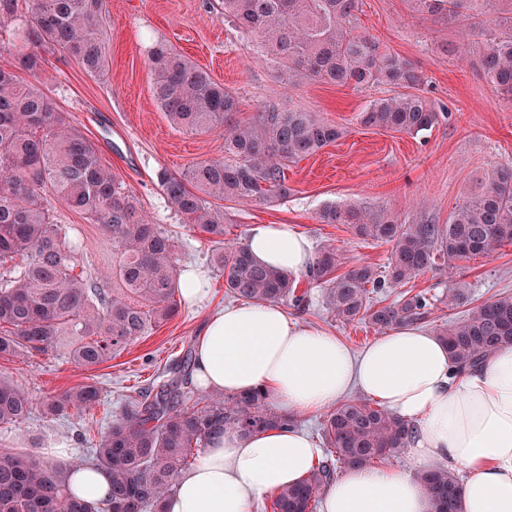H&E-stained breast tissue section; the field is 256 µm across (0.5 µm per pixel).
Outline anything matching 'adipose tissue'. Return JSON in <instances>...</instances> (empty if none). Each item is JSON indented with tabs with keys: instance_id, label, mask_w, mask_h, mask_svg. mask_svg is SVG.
<instances>
[{
	"instance_id": "ef3b65f1",
	"label": "adipose tissue",
	"mask_w": 512,
	"mask_h": 512,
	"mask_svg": "<svg viewBox=\"0 0 512 512\" xmlns=\"http://www.w3.org/2000/svg\"><path fill=\"white\" fill-rule=\"evenodd\" d=\"M245 245L259 264L297 275L314 262L309 240L285 224L252 227ZM194 384L236 395L263 391L283 409L310 414L351 393L374 398L414 426L418 469L463 472L459 512H512V347L457 375L447 346L415 325L389 331L360 353L305 326L275 303L228 306L209 315L195 341ZM323 454L297 427L249 437L214 434L180 472L164 512H253L256 501L299 481ZM109 473L80 462L70 489L98 501ZM321 512H432L415 471L351 468L322 495Z\"/></svg>"
}]
</instances>
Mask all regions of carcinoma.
I'll return each instance as SVG.
<instances>
[{"instance_id": "cac0c4a2", "label": "carcinoma", "mask_w": 512, "mask_h": 512, "mask_svg": "<svg viewBox=\"0 0 512 512\" xmlns=\"http://www.w3.org/2000/svg\"><path fill=\"white\" fill-rule=\"evenodd\" d=\"M423 14L462 21L475 0H411ZM224 20L257 40L259 55L290 87L316 81L355 88L377 84L415 88L422 82L407 58L383 50L359 30V0H222ZM104 0H0V47L13 57L0 66V265L20 257L19 271L0 284V357H20L54 348L64 332L76 338L72 356L85 369L112 358L131 340L172 318L179 294L174 236L145 218L136 196L107 167L67 113L18 71L36 72L42 53H60L91 77L107 72L103 37ZM482 28L479 66L489 83L512 102V32ZM151 92L168 121L190 133L224 130V158L203 161L186 172L161 169L157 181L169 207L214 243L213 260L224 286L250 303L300 304L294 276L257 264L238 242L224 246L223 202L286 199L292 192L288 166L335 142L342 127L274 100L251 117L232 121L239 97L164 42L147 56ZM440 113L422 95L378 98L359 114L360 123L416 135L438 123ZM100 225L112 240V290L76 272L75 246L54 223L47 197ZM323 224H347L363 239L392 245L385 273L368 264L339 272L336 249L320 248L308 272L323 288V303L341 322L363 318L383 330L417 325L433 303L422 294L375 308L381 294L432 269L487 256L512 244V165L492 168L474 196L456 205L448 223L409 224L385 210L331 204ZM455 374L477 368L486 357L512 345V294L470 309L440 331ZM91 383L50 397V418L83 414L99 401ZM32 412L27 394L0 378V424L20 425ZM294 419L270 408L259 391L224 398L193 397L176 385L138 394L100 433L91 462L111 474L105 503L75 497L69 464L0 450V512H162L180 472L193 464L195 449L213 434L232 429L247 437L282 428ZM412 429L388 409L363 398L343 401L326 415L322 436L333 456L298 483L281 489L272 512H315L322 487L337 471L385 460L406 446ZM433 512H458L461 486L444 467L417 473Z\"/></svg>"}]
</instances>
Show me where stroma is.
Here are the masks:
<instances>
[{
	"instance_id": "1",
	"label": "stroma",
	"mask_w": 512,
	"mask_h": 512,
	"mask_svg": "<svg viewBox=\"0 0 512 512\" xmlns=\"http://www.w3.org/2000/svg\"><path fill=\"white\" fill-rule=\"evenodd\" d=\"M106 6L105 78L87 76L73 61L49 54L38 79L102 162L119 172L127 190L140 199L147 218L175 237L180 268L203 270L210 288L201 302L180 303L174 318L93 369L74 364L67 336L48 352L0 358V376L24 390L33 403L25 423L0 425V450L40 456L62 443L72 448L73 460L82 462L131 395L173 382L182 390H193L183 370L184 356L193 349L206 318L233 301L213 262V246L206 234L183 224L157 183L159 169L181 173L199 162L223 158L224 138L217 131L182 132L160 111L147 66V51L156 40L168 41L233 91L242 102L237 120L250 117L257 104L276 100L345 130L336 142L290 165L288 182L294 192L288 199L225 203V241H245L257 224H286L304 234L314 248L332 244L344 267L370 264L381 269L389 261L390 244L361 239L344 224L319 223L324 206L353 205L371 212L385 208L412 223L444 224L457 203L479 190L491 168L512 165V103L501 100L484 80L479 67L481 44L463 39L459 25L445 16L415 12L410 0H359L358 18L362 30L385 50L418 67L423 76L419 94L446 113L431 130L415 136L358 121L372 100L397 95L392 86L353 88L311 81L290 88L278 82L255 52L253 40L225 21L221 0H106ZM47 206L66 228L87 277L95 281L109 277L112 242L98 225L55 198H48ZM457 269L456 281L468 289L474 303L512 294V245L458 261ZM448 281L447 271H428L388 289L385 297L393 301L425 293L434 308L423 327L436 334L459 313L448 304ZM284 309L303 324L338 336L355 352L380 335L364 321H336L316 287L309 288L307 304L297 307L288 302ZM85 383L97 384L101 390V400L90 413L45 417L43 404L48 398Z\"/></svg>"
}]
</instances>
